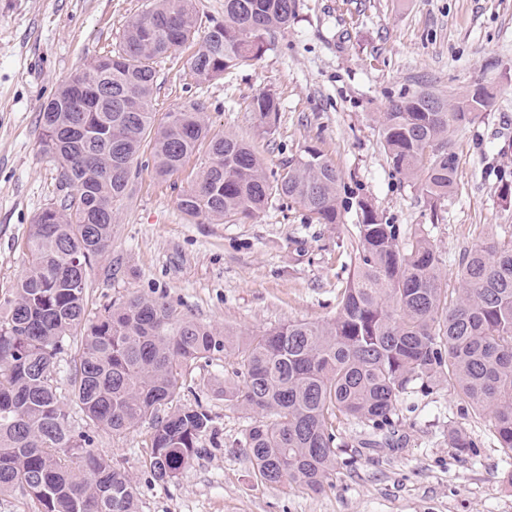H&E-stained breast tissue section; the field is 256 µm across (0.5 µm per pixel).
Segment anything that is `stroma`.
Wrapping results in <instances>:
<instances>
[{"instance_id":"35a3bbf8","label":"stroma","mask_w":512,"mask_h":512,"mask_svg":"<svg viewBox=\"0 0 512 512\" xmlns=\"http://www.w3.org/2000/svg\"><path fill=\"white\" fill-rule=\"evenodd\" d=\"M149 2L0 0V298L26 269L32 217L61 195L56 165L39 147L42 104L77 67L117 48ZM297 4L295 19L269 36L260 58L210 82L198 83L187 65L195 44L159 59L150 110L160 122L199 106L212 132L244 139L271 174L318 151L341 175V223H316L300 204L276 199L244 223L197 224L177 200L206 161V147L166 180L142 167L117 212L107 256L93 264L90 313L145 293L242 335L327 321L353 272L355 197L406 232L424 228L449 289L458 285L465 250L512 230V196L500 192L503 180L512 181V0ZM478 85L494 92L495 106L451 131L455 186L448 200L433 201L419 181L393 169L379 117L392 101L422 90L454 104ZM264 92L280 106L270 130L251 109ZM73 369L72 354H64L57 396L74 429L89 431L94 448L130 479L139 512H512L490 419L444 382L401 394L386 443L364 447V433L347 423L352 446L337 456L325 489L313 493L266 483L255 472L242 446L253 415L222 394L233 355L190 366L175 403L206 409L218 437L166 484L154 483L146 465L151 421L119 437L87 430L70 393ZM452 427L481 441L476 458L449 447Z\"/></svg>"}]
</instances>
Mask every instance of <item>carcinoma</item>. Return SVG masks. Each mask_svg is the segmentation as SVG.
Instances as JSON below:
<instances>
[{"label": "carcinoma", "instance_id": "cac0c4a2", "mask_svg": "<svg viewBox=\"0 0 512 512\" xmlns=\"http://www.w3.org/2000/svg\"><path fill=\"white\" fill-rule=\"evenodd\" d=\"M194 2L153 0L129 21L118 48L77 69L41 106L39 147L70 192L33 217L26 270L0 301V494L27 491L34 512H139L132 483L75 432L58 400L59 356L73 339L71 387L86 425L119 436L153 420L149 472L157 483L187 467L203 439L217 438L199 405L158 412L184 388L191 364L230 348L242 382L224 381V399L254 413L243 447L268 483L321 491L337 451L349 447L344 422L372 430L366 445H378L400 394L438 379L489 415L512 459V233L465 253L460 288L450 293L424 231H402L359 198L354 272L328 321H290L241 342L146 294L88 317V270L108 251L146 141L162 180L208 143L207 161L178 200L193 221H244L287 198L320 224L341 223L340 175L317 151L272 177L247 142L211 133L195 105L155 124L158 57L197 38L190 69L211 81L261 57L266 36L288 28L297 9L296 0H224V19L209 21L200 37ZM423 96L425 103L418 94L392 102L382 138L397 172L445 200L456 180L448 133L479 113ZM251 107L275 125L273 94L254 96ZM448 441L466 455L479 447L461 430Z\"/></svg>", "mask_w": 512, "mask_h": 512}]
</instances>
